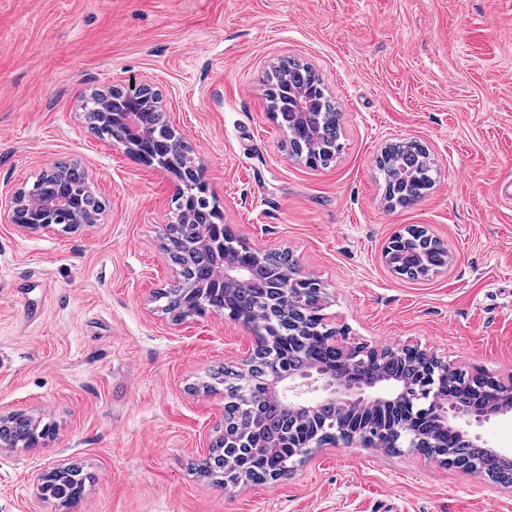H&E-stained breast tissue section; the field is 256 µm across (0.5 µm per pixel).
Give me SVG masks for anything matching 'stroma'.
Listing matches in <instances>:
<instances>
[{"label": "stroma", "mask_w": 512, "mask_h": 512, "mask_svg": "<svg viewBox=\"0 0 512 512\" xmlns=\"http://www.w3.org/2000/svg\"><path fill=\"white\" fill-rule=\"evenodd\" d=\"M312 65L340 113L343 150L288 154L265 82ZM147 82L204 167L232 232L291 254L352 341L416 346L469 370L512 364V0H0V190L79 163L105 210L73 232L0 221V414L52 434L0 447V512H512V486L440 459L335 442L288 475H200L224 431L216 372L241 370L251 330L228 314L162 310L170 174L91 133L82 104ZM414 141L435 183L389 207L376 159ZM419 225L453 255L408 280L382 251ZM72 467L73 504L37 480Z\"/></svg>", "instance_id": "stroma-1"}]
</instances>
